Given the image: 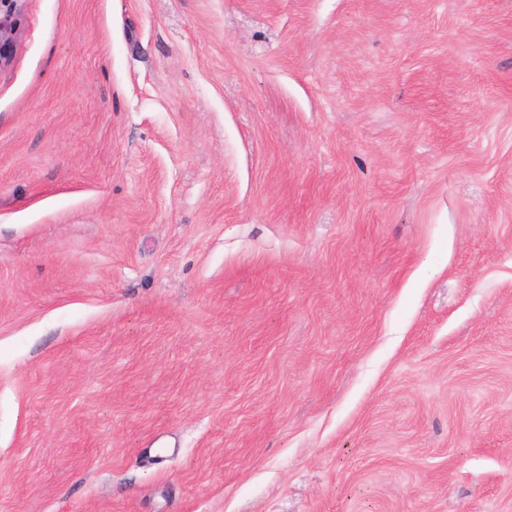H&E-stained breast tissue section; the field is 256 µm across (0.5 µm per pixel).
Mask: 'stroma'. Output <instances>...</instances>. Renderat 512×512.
<instances>
[{"instance_id": "stroma-1", "label": "stroma", "mask_w": 512, "mask_h": 512, "mask_svg": "<svg viewBox=\"0 0 512 512\" xmlns=\"http://www.w3.org/2000/svg\"><path fill=\"white\" fill-rule=\"evenodd\" d=\"M0 512H512V0H27Z\"/></svg>"}]
</instances>
